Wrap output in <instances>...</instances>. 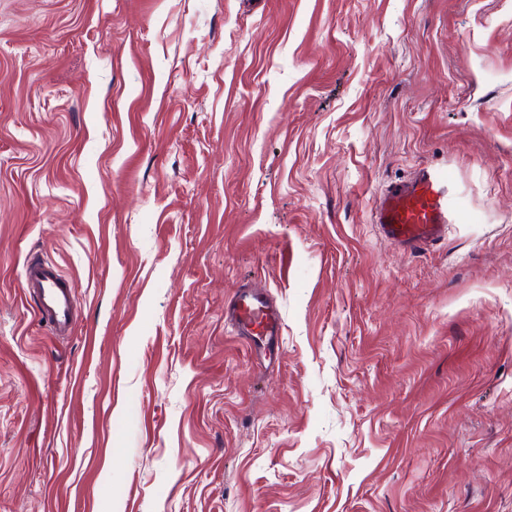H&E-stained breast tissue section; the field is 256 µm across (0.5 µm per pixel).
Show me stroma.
<instances>
[{
	"label": "stroma",
	"instance_id": "1",
	"mask_svg": "<svg viewBox=\"0 0 512 512\" xmlns=\"http://www.w3.org/2000/svg\"><path fill=\"white\" fill-rule=\"evenodd\" d=\"M0 512H512V0H0ZM448 174L422 169L390 183L378 198L374 224L382 237L407 254L422 251L448 235ZM23 297L51 334L70 336L75 328V286L62 279L53 265L29 257L23 268ZM224 319L236 326L238 336L245 340L252 355L265 368L274 364L267 350L276 345L281 335V313L263 288L250 282L242 284L226 304ZM255 339L262 343H256Z\"/></svg>",
	"mask_w": 512,
	"mask_h": 512
}]
</instances>
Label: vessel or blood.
I'll list each match as a JSON object with an SVG mask.
<instances>
[{
	"label": "vessel or blood",
	"instance_id": "b4317fda",
	"mask_svg": "<svg viewBox=\"0 0 512 512\" xmlns=\"http://www.w3.org/2000/svg\"><path fill=\"white\" fill-rule=\"evenodd\" d=\"M448 186L445 171L426 168L407 180L390 183L378 198L374 222L382 237L414 254L448 234ZM22 293L52 335L70 336L75 328V286L53 265L36 257L23 268ZM224 318L237 328L250 352L264 366L282 331L281 313L265 290L253 283L237 289L224 308Z\"/></svg>",
	"mask_w": 512,
	"mask_h": 512
}]
</instances>
